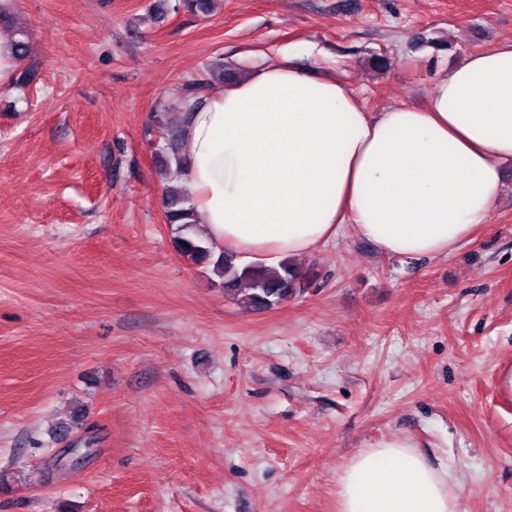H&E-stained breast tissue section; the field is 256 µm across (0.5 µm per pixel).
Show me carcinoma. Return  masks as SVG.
<instances>
[{"mask_svg":"<svg viewBox=\"0 0 512 512\" xmlns=\"http://www.w3.org/2000/svg\"><path fill=\"white\" fill-rule=\"evenodd\" d=\"M166 168L181 176L184 155L177 131L171 130L166 138ZM166 222L175 227L177 252L194 264L211 266L224 292L241 301L252 310H267L277 306L297 289L309 287L313 278H296L288 260L280 263V270L271 271L262 265H250L240 269L234 263L235 256L227 251L215 254L213 248L197 232L193 203L182 192L179 181L164 184Z\"/></svg>","mask_w":512,"mask_h":512,"instance_id":"1","label":"carcinoma"}]
</instances>
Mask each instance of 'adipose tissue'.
I'll use <instances>...</instances> for the list:
<instances>
[{"label": "adipose tissue", "instance_id": "obj_1", "mask_svg": "<svg viewBox=\"0 0 512 512\" xmlns=\"http://www.w3.org/2000/svg\"><path fill=\"white\" fill-rule=\"evenodd\" d=\"M197 222L240 263L307 257L342 231L396 259L447 256L486 225L512 162V39L470 54L423 106L367 111L333 75L267 62L184 113ZM338 512H459L454 474L406 439L360 449Z\"/></svg>", "mask_w": 512, "mask_h": 512}]
</instances>
